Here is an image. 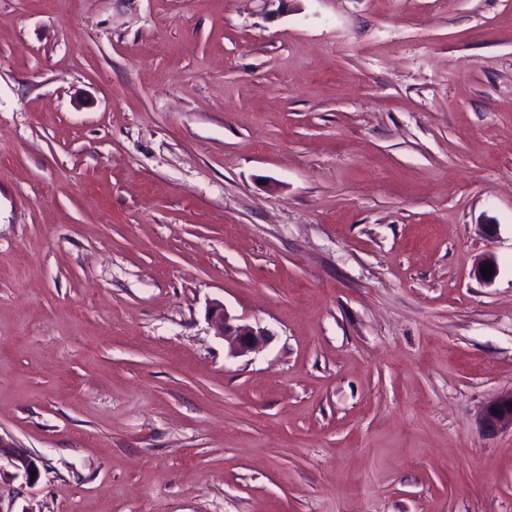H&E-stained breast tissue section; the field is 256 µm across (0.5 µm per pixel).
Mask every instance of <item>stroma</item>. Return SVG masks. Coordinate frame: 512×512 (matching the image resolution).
Segmentation results:
<instances>
[{"mask_svg":"<svg viewBox=\"0 0 512 512\" xmlns=\"http://www.w3.org/2000/svg\"><path fill=\"white\" fill-rule=\"evenodd\" d=\"M509 390L512 0H0V512H512ZM209 318L216 335L228 342L232 356L258 351L271 336L270 331L259 323H241L242 319L232 315L221 302L211 305ZM482 422L488 432L512 428V391L501 394L486 406ZM3 455L17 471L24 473L27 477L34 478L37 475L36 459L26 449L6 445L0 438V460ZM32 472H36V475L32 476Z\"/></svg>","mask_w":512,"mask_h":512,"instance_id":"35a3bbf8","label":"stroma"}]
</instances>
